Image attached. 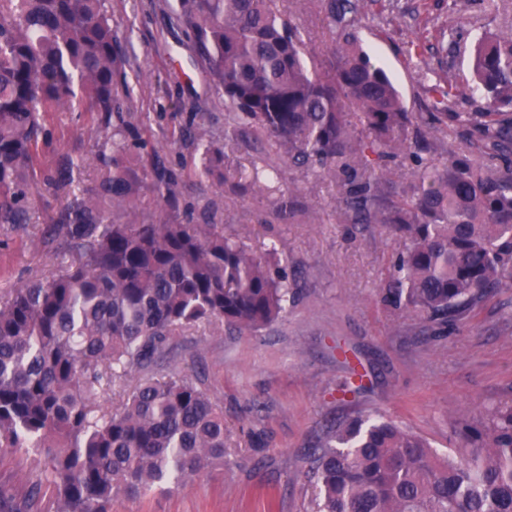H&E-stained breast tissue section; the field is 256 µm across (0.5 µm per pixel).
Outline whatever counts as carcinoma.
I'll use <instances>...</instances> for the list:
<instances>
[{
  "label": "carcinoma",
  "instance_id": "obj_1",
  "mask_svg": "<svg viewBox=\"0 0 512 512\" xmlns=\"http://www.w3.org/2000/svg\"><path fill=\"white\" fill-rule=\"evenodd\" d=\"M332 38L325 65L272 0H177L176 26L196 53L228 123L224 141L267 150L336 176L353 224H380L395 244L379 300L446 325L492 291L512 288V32L477 39L479 112H441L453 86L433 84L431 112L406 111L384 68L358 42L363 0H320ZM124 51L103 0H0V223H27L30 172L49 113L74 100L104 133L99 177L50 229L62 270L0 297V454L44 456L25 485L0 484V512H112L120 498L168 492L224 463V411L192 379L161 363L175 336L200 325L254 331L288 311V258L252 254L221 224L167 211L178 179L133 162L129 113L116 77ZM463 140L440 153L448 124ZM409 162L410 182L388 163ZM224 150L202 145L207 178ZM163 187L157 213L117 219L144 203L148 173ZM252 189L279 193L283 220L298 188L255 165ZM142 374L121 409L99 399L116 378ZM460 447L439 455L391 419L327 428L312 454L316 512H512V405L457 419Z\"/></svg>",
  "mask_w": 512,
  "mask_h": 512
}]
</instances>
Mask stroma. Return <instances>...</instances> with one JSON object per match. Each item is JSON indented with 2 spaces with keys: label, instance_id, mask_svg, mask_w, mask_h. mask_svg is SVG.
Listing matches in <instances>:
<instances>
[{
  "label": "stroma",
  "instance_id": "1",
  "mask_svg": "<svg viewBox=\"0 0 512 512\" xmlns=\"http://www.w3.org/2000/svg\"><path fill=\"white\" fill-rule=\"evenodd\" d=\"M176 0H105L126 62L117 78L131 112L129 138L145 139L141 156H158L179 181L176 210L191 223L223 225L256 255L277 245L296 268L287 315L254 332L205 325L182 332L164 369L197 380L224 409V463L188 486L120 499L112 512H311L310 454L327 426L360 413L392 418L426 437L439 453L454 448V420L512 405V289H499L446 334L377 297L394 243L385 227L351 223L336 206V182L246 147L223 172L241 178L258 162L278 168L298 188L290 223L274 196L234 194L195 176L199 140L220 146L227 124L192 43L170 17ZM279 16L304 30L319 53L330 43L314 0H276ZM463 29L449 42L440 29ZM512 30V0H369L358 35L400 90L408 111H429L435 80L465 87L478 34ZM426 48L409 56L410 41ZM40 168L73 163L75 185L98 177L101 142L95 115L53 112ZM70 188L36 181L29 220L0 225V293L61 268L58 243L45 235Z\"/></svg>",
  "mask_w": 512,
  "mask_h": 512
}]
</instances>
